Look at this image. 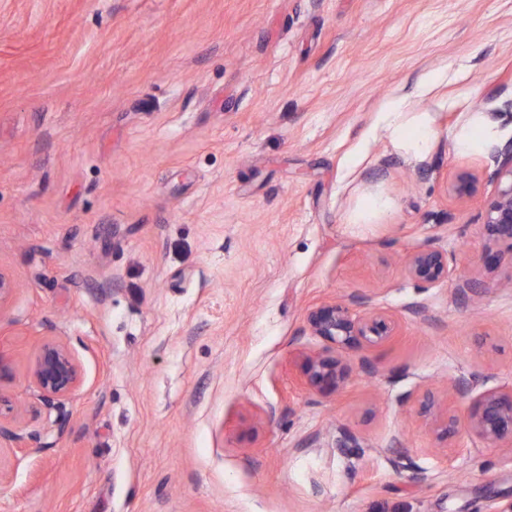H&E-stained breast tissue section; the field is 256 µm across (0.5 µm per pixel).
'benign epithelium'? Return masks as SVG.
Returning <instances> with one entry per match:
<instances>
[{"label":"benign epithelium","mask_w":512,"mask_h":512,"mask_svg":"<svg viewBox=\"0 0 512 512\" xmlns=\"http://www.w3.org/2000/svg\"><path fill=\"white\" fill-rule=\"evenodd\" d=\"M497 195L486 211L482 227L485 234L512 250V142L495 156ZM410 277L421 288H429L448 278V256L435 249H422L412 255ZM314 336L326 342L322 353L306 360L303 374L307 386L336 390L346 379V371L336 349L384 342L394 336L395 322L384 313L359 315L344 303L322 302L307 315ZM32 378L44 400L53 404L70 397L78 388L80 374L68 348L48 339L38 348ZM473 384L459 380L454 385L457 397L469 403L468 430L487 448L512 447V389L472 395Z\"/></svg>","instance_id":"1"}]
</instances>
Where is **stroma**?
Here are the masks:
<instances>
[{
    "label": "stroma",
    "mask_w": 512,
    "mask_h": 512,
    "mask_svg": "<svg viewBox=\"0 0 512 512\" xmlns=\"http://www.w3.org/2000/svg\"><path fill=\"white\" fill-rule=\"evenodd\" d=\"M509 99L512 0H0V512H506L512 454L442 426L512 386ZM324 300L399 322L330 393ZM497 195L486 211L481 226L485 234L507 245L512 253V143L497 152ZM408 273L419 287L434 286L448 278V256L435 249L417 251L410 258ZM32 378L47 403L70 397L78 388L80 374L68 348L48 339L38 348L32 366Z\"/></svg>",
    "instance_id": "1"
}]
</instances>
